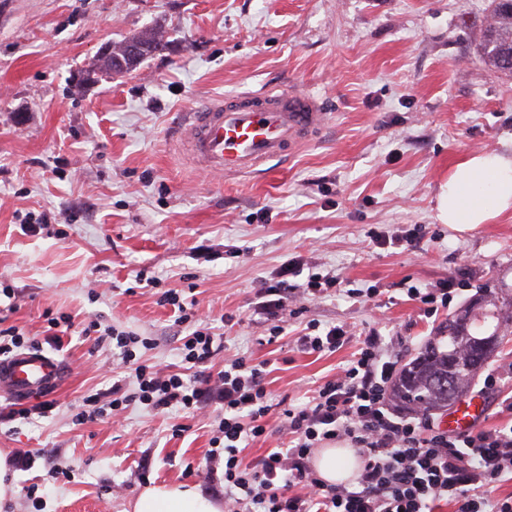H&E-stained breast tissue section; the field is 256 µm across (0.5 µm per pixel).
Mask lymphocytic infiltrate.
Instances as JSON below:
<instances>
[{
  "mask_svg": "<svg viewBox=\"0 0 512 512\" xmlns=\"http://www.w3.org/2000/svg\"><path fill=\"white\" fill-rule=\"evenodd\" d=\"M340 284L336 274L313 272L299 285L280 280L264 288L259 315L270 338L284 332L289 307L331 296ZM115 340L142 404L189 412L223 405L224 445L210 450L208 460L213 482L224 488L226 512H439L444 504L454 512H512V495L497 493L512 480V421L451 433L429 413L393 408L390 386L399 357L392 337L379 331L360 340L352 358L305 406L284 410L286 447L249 464L242 453L265 436L271 411L267 362L236 355L217 374L202 372L218 352L204 327L183 343L185 362L197 368L192 375L135 363L134 333H118ZM335 442L350 444L361 459L354 477L339 485L323 481L312 462L315 449Z\"/></svg>",
  "mask_w": 512,
  "mask_h": 512,
  "instance_id": "1",
  "label": "lymphocytic infiltrate"
}]
</instances>
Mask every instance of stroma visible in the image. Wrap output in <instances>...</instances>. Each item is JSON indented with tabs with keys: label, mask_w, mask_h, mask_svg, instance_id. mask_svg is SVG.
<instances>
[{
	"label": "stroma",
	"mask_w": 512,
	"mask_h": 512,
	"mask_svg": "<svg viewBox=\"0 0 512 512\" xmlns=\"http://www.w3.org/2000/svg\"><path fill=\"white\" fill-rule=\"evenodd\" d=\"M489 3L0 0V289L11 292L0 329L69 365L50 396L0 393V452L29 457L0 512H124L152 481L211 487L206 458L223 409L133 402L101 414L95 394L134 385L111 338L83 335L89 322L136 333L148 341L142 361L182 369L190 329L160 303L175 290L222 343L208 371L236 354L270 361L272 400L300 406L370 330L396 337L406 363L449 313L488 294L512 298V213L457 234L435 210L456 163L512 151V77L479 58ZM156 23L168 50L127 76L80 84L105 43ZM284 85L312 91L328 114L287 160L225 177L175 150L192 109ZM29 213L48 221L26 223ZM414 227L410 251L371 241ZM295 257L379 294L308 303L269 341L254 308ZM447 278L452 301L424 317L407 289ZM60 314L74 327L53 340L46 318ZM311 322L346 326L350 340L301 352ZM80 411L88 420L77 422Z\"/></svg>",
	"instance_id": "stroma-1"
}]
</instances>
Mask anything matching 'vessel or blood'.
<instances>
[{
    "label": "vessel or blood",
    "instance_id": "1",
    "mask_svg": "<svg viewBox=\"0 0 512 512\" xmlns=\"http://www.w3.org/2000/svg\"><path fill=\"white\" fill-rule=\"evenodd\" d=\"M327 112L310 93L288 89L243 92L189 112L177 147L201 168L224 175L255 170L265 162L287 158L323 129ZM67 372L65 361L30 349L0 361V391L25 400L54 391ZM483 404L462 402L448 417L450 428L476 426Z\"/></svg>",
    "mask_w": 512,
    "mask_h": 512
}]
</instances>
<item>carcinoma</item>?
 I'll return each mask as SVG.
<instances>
[{"instance_id": "carcinoma-1", "label": "carcinoma", "mask_w": 512, "mask_h": 512, "mask_svg": "<svg viewBox=\"0 0 512 512\" xmlns=\"http://www.w3.org/2000/svg\"><path fill=\"white\" fill-rule=\"evenodd\" d=\"M129 42L140 46V54L127 64L128 73L171 44L168 32L161 25L114 41L110 55L94 59L85 69L87 82L95 83L103 76H114L117 73L114 60L124 57ZM480 58L497 71L512 76V0H491ZM498 328L511 329L512 314L504 315L494 301H487L475 309L467 307L453 315L446 329L448 343L444 346L427 343L421 354L396 378L392 386L393 396L407 406L428 412L447 407L449 400L462 394L473 372L492 356L490 352L476 356L473 338Z\"/></svg>"}]
</instances>
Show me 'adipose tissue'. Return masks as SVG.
<instances>
[{"instance_id": "1", "label": "adipose tissue", "mask_w": 512, "mask_h": 512, "mask_svg": "<svg viewBox=\"0 0 512 512\" xmlns=\"http://www.w3.org/2000/svg\"><path fill=\"white\" fill-rule=\"evenodd\" d=\"M436 211L460 234L512 213V153L484 151L457 163L439 186ZM356 466L352 450L343 447L321 449L315 460L318 475L330 484L350 478ZM132 512H224V503L193 485L152 482L139 492Z\"/></svg>"}]
</instances>
